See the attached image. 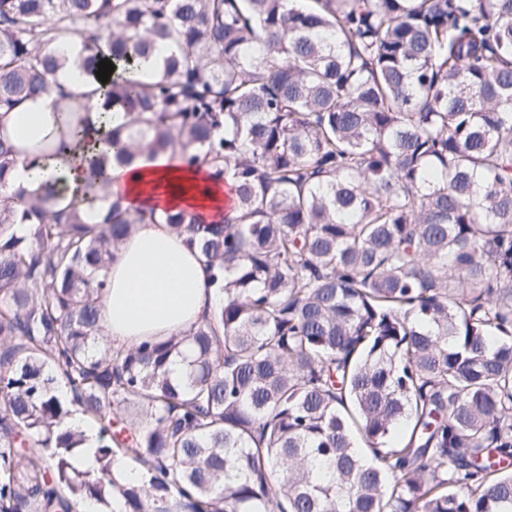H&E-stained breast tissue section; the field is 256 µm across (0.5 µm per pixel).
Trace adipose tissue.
<instances>
[{"mask_svg":"<svg viewBox=\"0 0 512 512\" xmlns=\"http://www.w3.org/2000/svg\"><path fill=\"white\" fill-rule=\"evenodd\" d=\"M80 42L64 43L65 64L57 72V88L0 113V132L15 142L29 144L53 140L60 132L59 109L67 95L83 91ZM81 154V153H80ZM80 154L68 150L56 156L19 155L10 172L6 192L38 191L45 182L56 183L60 208L78 197L87 176ZM107 191L85 207L88 223L98 221L115 197H122L132 214L187 209L205 224L224 220L226 188L201 163L184 165L176 152L153 159L139 158L113 166ZM109 286L101 298V325L112 345L132 346L145 339H164L198 324L215 306L218 296L210 285V270L199 259L186 235L168 225H132L108 268Z\"/></svg>","mask_w":512,"mask_h":512,"instance_id":"ef3b65f1","label":"adipose tissue"}]
</instances>
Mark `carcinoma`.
Here are the masks:
<instances>
[{
  "instance_id": "carcinoma-1",
  "label": "carcinoma",
  "mask_w": 512,
  "mask_h": 512,
  "mask_svg": "<svg viewBox=\"0 0 512 512\" xmlns=\"http://www.w3.org/2000/svg\"><path fill=\"white\" fill-rule=\"evenodd\" d=\"M74 36L126 121L67 215L0 194V512H512V0H0V110L56 88ZM176 148L232 205L150 219L219 302L115 347L105 272L143 217L80 205Z\"/></svg>"
}]
</instances>
